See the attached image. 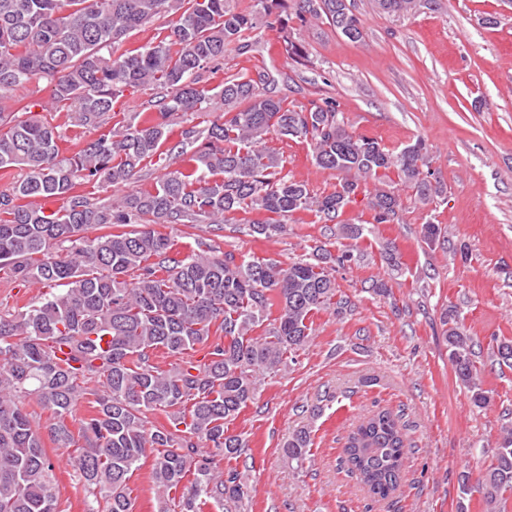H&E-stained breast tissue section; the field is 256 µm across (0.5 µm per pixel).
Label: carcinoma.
Returning <instances> with one entry per match:
<instances>
[{"label":"carcinoma","instance_id":"obj_1","mask_svg":"<svg viewBox=\"0 0 512 512\" xmlns=\"http://www.w3.org/2000/svg\"><path fill=\"white\" fill-rule=\"evenodd\" d=\"M389 15H404L435 0H374ZM275 15L286 53L308 58L288 22L324 20L351 41L362 37L347 0H258ZM178 19L166 39L134 54L115 55L129 34L163 14ZM253 15L229 0H0V169L26 177L0 193V271L21 283L50 289L38 304L18 314H0V512H58L52 491L53 463L39 429L21 406L33 396L49 409L48 435L59 448H75L74 467L92 496L86 512H133L128 481L141 461L152 458L151 476L162 512L171 490L182 488L179 512H201L209 501L238 507L248 496L244 476L217 469L215 458L247 447L228 432L254 399L261 376L287 366L289 355L311 335L312 311L332 303L341 315L349 301L337 297L331 270L354 260L320 248L314 261L284 267L231 253L172 254L169 238L148 224H224L230 211L273 215L250 225L272 237L280 219L316 211L333 223L360 192L361 182L382 181L389 172L427 204L443 193L424 172L421 141L390 152L347 129L336 103L312 102L298 109L263 93L269 75L228 78L219 92L224 120L181 131L171 150L186 157L189 173L162 177L152 193L93 203L76 191L80 180L115 186L131 182L140 163L169 138L166 119L194 112L205 98L197 85L203 65L224 57ZM178 47L172 51V47ZM34 77L47 80L51 98L73 106L72 122L98 127L125 89L160 85L171 89L161 102V120L129 122L109 136L88 141L75 155L60 157L56 127L14 107L7 92ZM275 134L310 143L320 168L340 176L336 190L315 197L307 185L282 173L279 154L266 145ZM59 198L62 209L16 201ZM367 206L377 224L399 219L394 192L374 187ZM139 229L120 231L135 224ZM99 234L90 237L88 231ZM67 245V255L58 248ZM279 314L269 319L270 309ZM448 358L471 393L474 406L489 402L474 361V340L445 312ZM267 325L265 334L255 328ZM162 350L179 363L162 369L151 361ZM201 351L194 360L189 353ZM498 364L512 367V340L496 342ZM94 397L95 414L84 422L78 444L68 427L78 403ZM160 410L172 428L148 426L146 413ZM310 433L285 441L288 461L303 466ZM349 471L379 499L400 487L407 452L403 427L388 411L364 418L344 448ZM193 479L183 484L187 474ZM488 509L512 491V427H502L495 462L477 483Z\"/></svg>","mask_w":512,"mask_h":512}]
</instances>
